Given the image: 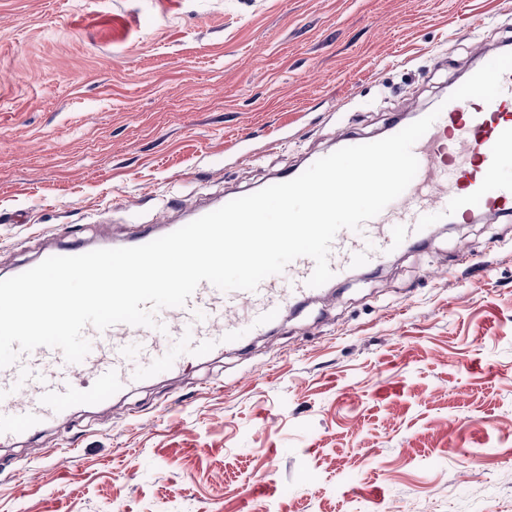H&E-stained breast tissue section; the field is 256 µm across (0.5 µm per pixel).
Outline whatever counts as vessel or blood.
Here are the masks:
<instances>
[{
    "instance_id": "obj_1",
    "label": "vessel or blood",
    "mask_w": 512,
    "mask_h": 512,
    "mask_svg": "<svg viewBox=\"0 0 512 512\" xmlns=\"http://www.w3.org/2000/svg\"><path fill=\"white\" fill-rule=\"evenodd\" d=\"M501 86L489 103L472 98L445 104L413 147L419 169L408 188L361 231L337 233L329 255L334 281L425 241L432 225L469 222L483 212L512 215V180L498 176L512 155V71ZM314 268L313 259L298 258L253 291L200 283L184 306L158 311L154 328L86 327L91 349L78 363L50 347L21 355L0 368V447L41 433L75 407L103 405L115 393L179 373L187 358L199 361L266 335L276 318L318 296L307 284Z\"/></svg>"
}]
</instances>
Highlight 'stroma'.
<instances>
[{
    "instance_id": "1",
    "label": "stroma",
    "mask_w": 512,
    "mask_h": 512,
    "mask_svg": "<svg viewBox=\"0 0 512 512\" xmlns=\"http://www.w3.org/2000/svg\"><path fill=\"white\" fill-rule=\"evenodd\" d=\"M508 38L512 0H0V275L383 136ZM0 512H512V220L0 448Z\"/></svg>"
}]
</instances>
